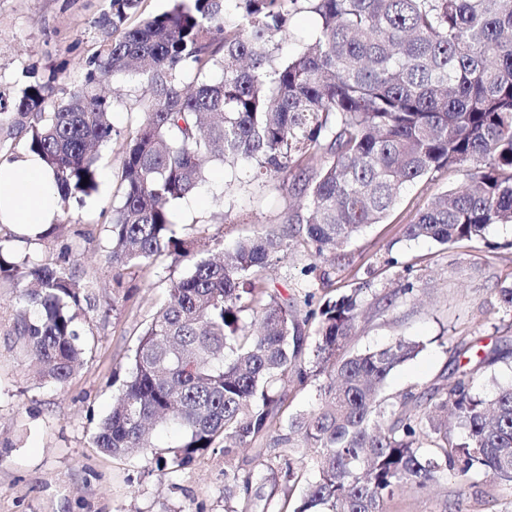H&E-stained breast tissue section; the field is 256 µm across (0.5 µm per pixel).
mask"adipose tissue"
I'll return each mask as SVG.
<instances>
[{"label":"adipose tissue","mask_w":512,"mask_h":512,"mask_svg":"<svg viewBox=\"0 0 512 512\" xmlns=\"http://www.w3.org/2000/svg\"><path fill=\"white\" fill-rule=\"evenodd\" d=\"M57 213L52 172L33 153L0 164V224L32 237L53 223Z\"/></svg>","instance_id":"1"}]
</instances>
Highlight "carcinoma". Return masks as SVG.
Returning <instances> with one entry per match:
<instances>
[{
  "instance_id": "carcinoma-1",
  "label": "carcinoma",
  "mask_w": 512,
  "mask_h": 512,
  "mask_svg": "<svg viewBox=\"0 0 512 512\" xmlns=\"http://www.w3.org/2000/svg\"><path fill=\"white\" fill-rule=\"evenodd\" d=\"M140 3L109 0L96 20L102 40L67 99H55L53 75L27 85L9 111L0 106V126L25 132L64 204L97 191L99 151L122 141L117 202L104 220L112 268L163 257L189 266L139 334L96 447L165 474L219 448L227 512H388L400 491L451 470L512 485V381L485 397L471 385L506 354L481 356L461 340L455 354L470 368L458 378L425 399L411 389L390 396L388 377L419 345L397 337L356 351L358 293L316 304L308 291L302 314L268 288L262 271L288 248V231L215 259L177 231L171 210L213 163L288 176L306 198L295 239L310 258L303 274L323 285L343 245L436 169L465 167L467 181L406 225V238L452 246L512 224V0H235L232 28L225 0H172L130 26ZM303 11L316 15V36L283 57L278 39ZM120 74L143 88V116L123 133L112 124L120 97L106 92ZM3 249L0 280L32 286L14 333L41 379L62 386L85 351L89 297L70 268L73 247L20 265ZM290 382L317 383V407L294 410ZM155 429L173 430V440L156 445ZM270 439L290 453L316 449L312 468L278 473ZM242 448L250 456L234 467Z\"/></svg>"
}]
</instances>
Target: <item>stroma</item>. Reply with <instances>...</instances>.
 Segmentation results:
<instances>
[{
    "label": "stroma",
    "mask_w": 512,
    "mask_h": 512,
    "mask_svg": "<svg viewBox=\"0 0 512 512\" xmlns=\"http://www.w3.org/2000/svg\"><path fill=\"white\" fill-rule=\"evenodd\" d=\"M107 5L108 0H0V102L11 104L26 85L52 74L58 93L79 86L102 38L96 20ZM121 164L117 146L102 148L97 192L70 200L58 216L55 241H23L12 226L0 224V244L17 262H49L61 245H74L72 269L91 301L82 317L83 365L58 386L36 375L13 332L17 290L0 285V512H225L222 451L164 475L104 453L93 442L117 394L114 373L128 372L140 330L172 280L188 270L169 259L148 273L129 270L123 285L134 289L135 303L113 305L108 231L100 214L112 207ZM465 179L463 170L442 168L406 184L383 223L353 238L345 248L348 262L331 273L335 293L356 290L363 300L356 349L380 348L400 336L421 345L389 377L387 394L420 392L454 376L455 346L462 337L475 348L506 354L475 376L477 391L490 392L494 382L512 379V315L499 310L495 296L497 288L512 284V224L492 225L485 240L450 248L403 235L435 196ZM303 202L282 180L260 182L249 171L233 173L213 164L206 183L172 211L180 231L217 252L271 228L296 229ZM306 261L293 247L278 253L266 270L271 288L285 298L321 292V283L300 273ZM408 282L412 292H402ZM390 512H512V488L451 471L430 489L401 492Z\"/></svg>",
    "instance_id": "stroma-1"
}]
</instances>
